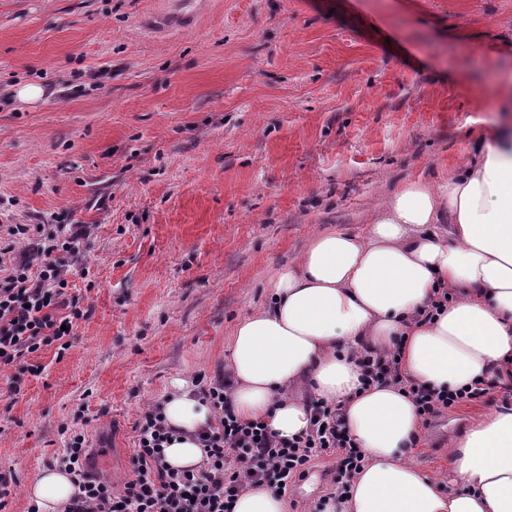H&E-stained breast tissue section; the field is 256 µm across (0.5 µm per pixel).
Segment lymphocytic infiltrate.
Masks as SVG:
<instances>
[{
	"label": "lymphocytic infiltrate",
	"mask_w": 512,
	"mask_h": 512,
	"mask_svg": "<svg viewBox=\"0 0 512 512\" xmlns=\"http://www.w3.org/2000/svg\"><path fill=\"white\" fill-rule=\"evenodd\" d=\"M80 230L65 237L44 234L38 224L9 225L0 236V367L25 372L28 359L42 349L70 346L69 328L84 312L68 293L69 256L76 252ZM401 352L364 350L357 358L363 387L392 385L412 398L422 421L449 409L483 400L492 383L477 382L467 389L434 390L406 379ZM232 384L221 378L204 384L200 396L218 415L217 425L198 435L206 461L201 468L175 470L164 448L174 436L160 405H152L138 425L137 446L131 457V476L121 486L92 469L86 439L72 434L59 459L78 482V491L64 512H234L236 498L252 489L267 488L286 495L312 464L335 461L333 490L315 512H326L332 500L346 494L366 458L349 436L339 408L312 403L311 427L281 439L258 421L236 413Z\"/></svg>",
	"instance_id": "f902f5d3"
}]
</instances>
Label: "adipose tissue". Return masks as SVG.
Masks as SVG:
<instances>
[{
	"label": "adipose tissue",
	"mask_w": 512,
	"mask_h": 512,
	"mask_svg": "<svg viewBox=\"0 0 512 512\" xmlns=\"http://www.w3.org/2000/svg\"><path fill=\"white\" fill-rule=\"evenodd\" d=\"M447 310L421 323L439 286ZM266 307L239 321L226 366L239 416L288 439L306 431L309 407L290 393L307 384L342 408L366 464L340 512H512V405L476 416L451 455L459 490L407 456L418 409L394 386L363 389L353 351H401L404 376L437 389L478 380L512 383V123L489 131L474 160L447 180L405 182L365 231L315 235L270 283ZM178 436L170 467L202 464L195 434L214 411L185 379L162 404ZM40 512H61L76 492L64 469L29 486Z\"/></svg>",
	"instance_id": "adipose-tissue-1"
}]
</instances>
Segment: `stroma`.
<instances>
[{"label": "stroma", "mask_w": 512, "mask_h": 512, "mask_svg": "<svg viewBox=\"0 0 512 512\" xmlns=\"http://www.w3.org/2000/svg\"><path fill=\"white\" fill-rule=\"evenodd\" d=\"M167 3L0 0V225L81 227L85 311L37 372L0 369V512H27L76 431L121 485L148 406L223 373L315 234L470 163L512 70V0H207L158 36ZM25 83L45 96L20 102ZM419 435L411 462L448 473L451 444Z\"/></svg>", "instance_id": "35a3bbf8"}]
</instances>
